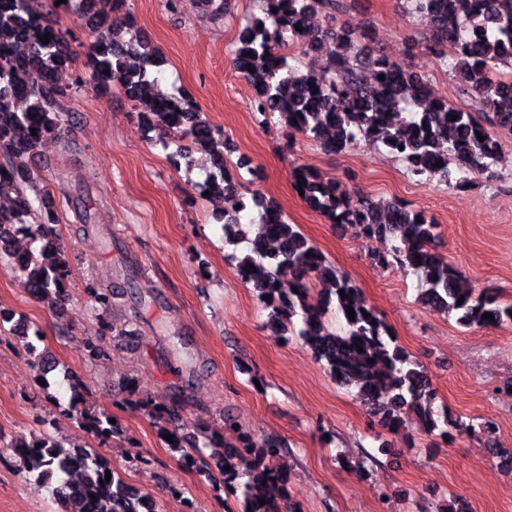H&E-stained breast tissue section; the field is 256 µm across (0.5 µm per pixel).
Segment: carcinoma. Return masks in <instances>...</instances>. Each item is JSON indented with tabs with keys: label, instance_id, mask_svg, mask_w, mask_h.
<instances>
[{
	"label": "carcinoma",
	"instance_id": "cac0c4a2",
	"mask_svg": "<svg viewBox=\"0 0 512 512\" xmlns=\"http://www.w3.org/2000/svg\"><path fill=\"white\" fill-rule=\"evenodd\" d=\"M43 0H0V196L13 205L0 209V255L13 259L24 288L41 297L60 298L68 255L52 232L58 223L53 195L38 187L28 160L47 139H59L70 122L64 104L69 89L57 82L59 72L73 59L62 46L59 30L42 9ZM261 15L250 17L241 28L234 48V64L255 93L256 110L278 116L285 131L303 134L327 153L336 154L359 139L381 144L405 161L417 177L437 179L452 188L465 186L474 176L494 177L491 169L500 143L490 129L512 132V0H407L413 13L424 18L429 35L421 51L441 59L448 45L456 47L452 65L455 77L478 104L479 112H464L445 97L429 92L418 70L387 57L364 58L352 48L364 38L352 27L336 26L345 0H253ZM168 11L195 9L211 21L224 19L229 0H164ZM76 6L92 16L99 35L88 53L89 80L102 97L123 93L140 110L149 129L160 134V144L175 143L210 156L212 167L202 191L238 198L240 208L224 212V243L237 246L245 236L240 212L247 209L241 184L231 174L224 154V137L201 119L186 93L155 87L153 73L163 56L146 41L127 42L122 30L135 28L136 16L128 0H64L63 8ZM319 13L324 28L314 32L307 18ZM48 42H43L44 36ZM305 55L326 53L336 61L330 74L302 73L289 64V50ZM109 73H104V70ZM384 79H379V76ZM457 116L451 120V116ZM36 132H31V129ZM484 136L479 141L478 136ZM303 198L331 222L353 224L361 239L391 238V254H371L379 268L413 271L421 288L419 304L456 317L462 327H488L512 322V305L499 296L476 293L465 285L460 270L438 252L440 225L404 203L381 205L367 198L346 196L333 179H325L302 166ZM37 192L33 206L27 191ZM251 201L259 210V223L249 252L236 258V274L255 267L242 282L251 286L267 311L266 324L275 336L298 337L324 366L333 380L357 390V397L396 436L408 418L418 420L432 435L462 431L463 423L434 408L436 392L426 368L405 350L383 317L362 296L347 274L327 260L282 209L259 193ZM33 234L39 249L17 253L13 229ZM328 288L314 293L310 284ZM87 293L107 308L124 288L90 284ZM463 303H458V300ZM355 319H349L346 307ZM342 317L338 334L329 330L330 312ZM489 313L494 320L483 315ZM82 350L90 358L105 355L96 336L84 339ZM138 404L173 436L169 448L185 458L199 459L206 468L197 438L212 449L210 458L224 471V489L240 494L241 512H287L285 451L280 441L259 439L239 431L233 443L224 433L198 425L195 438L186 439L175 426L174 401L151 396ZM79 418L98 443L116 434L105 412L83 410ZM23 469L35 482L55 481L59 512H159L156 502L129 486L111 463L95 450L64 451L49 436L10 445ZM110 481H105L106 474ZM265 504H259V499Z\"/></svg>",
	"mask_w": 512,
	"mask_h": 512
}]
</instances>
